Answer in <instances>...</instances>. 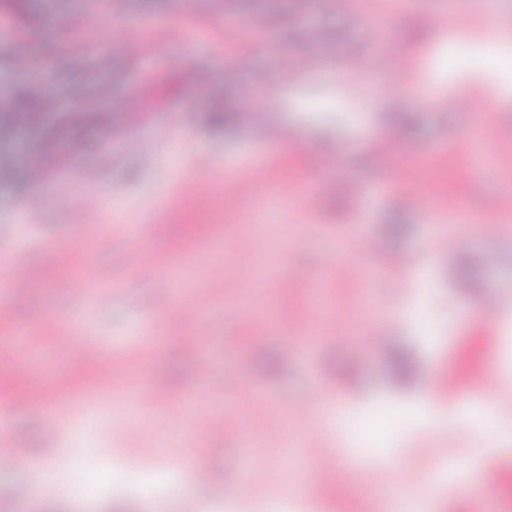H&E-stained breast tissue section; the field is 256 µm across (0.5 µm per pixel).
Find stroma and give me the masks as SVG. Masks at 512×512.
I'll list each match as a JSON object with an SVG mask.
<instances>
[{
	"mask_svg": "<svg viewBox=\"0 0 512 512\" xmlns=\"http://www.w3.org/2000/svg\"><path fill=\"white\" fill-rule=\"evenodd\" d=\"M28 3L23 12L0 0L29 53L0 44V283L4 259L21 253L28 267L23 287L6 291L14 322L0 325V437L24 435L51 474L34 493L27 470L0 465V508L180 512L178 487L159 483L151 503L139 481L188 458L223 476L196 488L206 512L245 499L256 512L291 499L315 512H395L405 488L430 512H467L459 486L423 480L458 448L485 512H512V405L498 406L500 437L489 441L467 426L435 428L417 410L420 386L392 383L398 348L441 388L459 369L512 381V236L488 221L512 188V75L485 69L489 21L474 0H123L119 12L113 0ZM430 11L446 12L447 25L426 24ZM232 32L251 46L245 63ZM358 53L373 74L356 68ZM402 61L419 90L395 109L378 77ZM21 92L40 103V124L18 118ZM463 93L474 111L439 107ZM254 97L260 125L249 130L240 114ZM267 127L286 138L266 141ZM453 134L474 138L468 154L453 150ZM393 178L403 198L389 193ZM448 225L462 251L426 253ZM364 235L409 258V282L360 250ZM297 269L309 287H288ZM101 273L110 299L73 294L75 278ZM493 286L500 309L487 326L469 313ZM238 301L253 322L237 317ZM375 327L386 342L371 352L363 340ZM81 336L106 337L108 372L60 352L61 338ZM205 360L250 379L254 411L203 390ZM135 377L154 388L153 403L129 404ZM34 382L44 401L28 398ZM317 389L315 414L299 411ZM55 404L70 417L51 428ZM382 414L393 424L367 438ZM204 416L223 417V434L207 435ZM274 420L281 438L263 455L288 478L250 484L239 434ZM331 450L341 472L326 483L316 468ZM103 470L107 489L85 501L87 474Z\"/></svg>",
	"mask_w": 512,
	"mask_h": 512,
	"instance_id": "35a3bbf8",
	"label": "stroma"
}]
</instances>
